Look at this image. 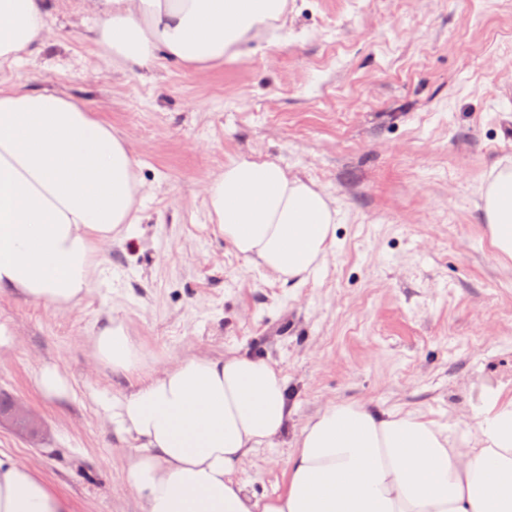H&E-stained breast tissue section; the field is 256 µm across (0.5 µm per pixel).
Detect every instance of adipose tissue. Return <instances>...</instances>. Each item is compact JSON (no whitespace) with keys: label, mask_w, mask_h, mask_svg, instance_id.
I'll return each instance as SVG.
<instances>
[{"label":"adipose tissue","mask_w":512,"mask_h":512,"mask_svg":"<svg viewBox=\"0 0 512 512\" xmlns=\"http://www.w3.org/2000/svg\"><path fill=\"white\" fill-rule=\"evenodd\" d=\"M52 0H0V65L46 39ZM95 39L130 73L164 58L201 69L277 42L288 0H90ZM142 184L125 136L60 91L0 88V292L72 307L87 296L97 243L137 224ZM225 243L298 285L333 252L340 211L277 162L241 156L205 189ZM489 244L512 259V162L475 192ZM98 361H146L123 321L94 338ZM291 394L269 359L191 357L105 402L134 444L125 479L141 512H512V391L485 388L463 427L412 410L331 402L293 439L284 490L257 500L236 474L288 427ZM0 512H70L52 485L0 450Z\"/></svg>","instance_id":"obj_1"}]
</instances>
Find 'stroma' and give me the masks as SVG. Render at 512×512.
Masks as SVG:
<instances>
[{"label":"stroma","mask_w":512,"mask_h":512,"mask_svg":"<svg viewBox=\"0 0 512 512\" xmlns=\"http://www.w3.org/2000/svg\"><path fill=\"white\" fill-rule=\"evenodd\" d=\"M288 29L261 52L199 71L143 75L106 58L85 0H53L49 45L0 66V87L61 90L130 141L143 223L101 248L85 299L56 308L0 293V399L39 416L33 444L0 449L50 482L72 512H140L124 472L132 443L97 395L120 398L188 357L248 353L286 378L285 441L241 480L280 493L289 442L331 401L421 410L447 422L482 387L512 389V260L498 259L475 187L512 160V0H288ZM279 162L336 200L326 268L300 287L251 268L208 215L203 187L228 160ZM119 317L146 351L126 376L93 337ZM73 387L49 399L36 373ZM37 385L40 391L49 398L60 399L70 393V385L59 367L53 363L42 365L37 374Z\"/></svg>","instance_id":"obj_1"}]
</instances>
